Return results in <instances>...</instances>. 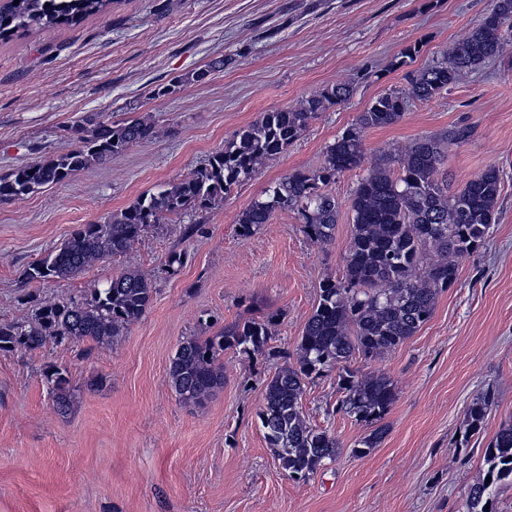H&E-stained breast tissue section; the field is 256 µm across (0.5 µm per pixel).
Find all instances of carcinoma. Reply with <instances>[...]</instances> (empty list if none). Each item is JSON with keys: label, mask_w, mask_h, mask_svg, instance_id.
Masks as SVG:
<instances>
[{"label": "carcinoma", "mask_w": 512, "mask_h": 512, "mask_svg": "<svg viewBox=\"0 0 512 512\" xmlns=\"http://www.w3.org/2000/svg\"><path fill=\"white\" fill-rule=\"evenodd\" d=\"M112 4L114 0H19L16 5L14 0H3L0 40L21 30L75 26L107 13ZM506 28L512 30V0H495L481 23L439 62L413 75L407 89L380 94L359 113L355 123L325 147L321 167L291 172L268 185L238 215L240 234L250 236L271 223L276 213L294 211L311 241L332 243L340 204L328 186L365 163L364 131L399 122L409 99H430L503 54L508 46ZM222 70L224 59L215 58L194 72L191 81L203 82ZM352 93V85L338 83L292 108L265 113L188 177L159 186L102 222L78 227L30 265L27 279H70L99 260L125 253L163 218L208 209L217 198L250 180L264 160L284 152L321 112ZM84 123L93 129L87 134L78 126L72 150L43 156L0 177V201L38 193L93 163L109 162L155 133L154 124L141 119L114 126L95 114L85 117ZM468 136V128L456 127L442 136L418 139L396 154L381 156L353 188L343 272L320 283L318 303L298 338L297 365L279 368L264 383L258 418L282 469L306 476L336 458L340 443L312 426L301 406L306 384L333 371L341 394L336 411L372 427L352 453L364 456L381 443L384 429L377 423L395 403L396 386L385 376L360 374L348 363L356 354L366 359L388 354L414 336L431 319L438 295L457 282L461 261L484 245L495 223L500 171L486 169L453 190L444 169L448 148ZM154 294L151 279L130 271L110 279L82 302L38 303L27 320L0 323V352L84 338L103 343L141 319ZM273 324L271 317L252 319L226 326L215 336L182 342L168 369L179 398L205 404L224 385V351L263 352ZM48 382L56 391V407L65 409L68 380L63 370L56 369ZM493 400L485 392L474 402L469 411L471 432L482 426ZM484 460L491 481L512 479V424L500 428L485 449ZM489 489L484 479L472 484L466 512H486Z\"/></svg>", "instance_id": "cac0c4a2"}]
</instances>
